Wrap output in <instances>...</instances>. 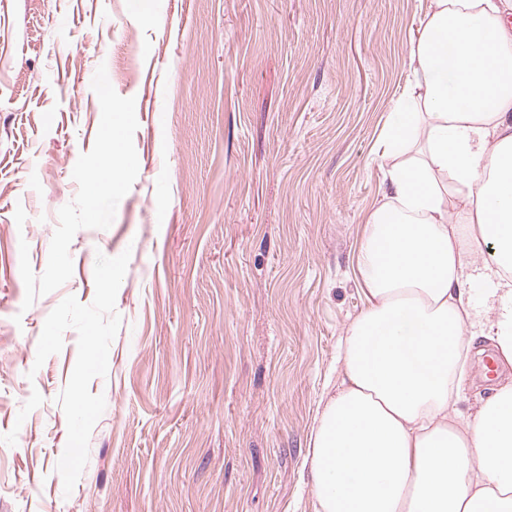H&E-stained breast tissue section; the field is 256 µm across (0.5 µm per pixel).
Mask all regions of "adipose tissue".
<instances>
[{"mask_svg": "<svg viewBox=\"0 0 512 512\" xmlns=\"http://www.w3.org/2000/svg\"><path fill=\"white\" fill-rule=\"evenodd\" d=\"M504 0H426L357 254L367 306L308 453L316 512H512V382L455 408L467 338L512 367V29ZM492 247V264L481 263ZM492 283L468 331V283Z\"/></svg>", "mask_w": 512, "mask_h": 512, "instance_id": "1", "label": "adipose tissue"}]
</instances>
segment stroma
<instances>
[{
    "mask_svg": "<svg viewBox=\"0 0 512 512\" xmlns=\"http://www.w3.org/2000/svg\"><path fill=\"white\" fill-rule=\"evenodd\" d=\"M422 8L0 0V512H315ZM129 163V160L124 158L118 148V139L114 133V127L112 129V138H107L103 145V156L102 161L97 170L89 173L88 177L90 181L96 185V188L100 192L115 191L117 182L114 181L115 168L121 166V164ZM112 170V180L110 178V172Z\"/></svg>",
    "mask_w": 512,
    "mask_h": 512,
    "instance_id": "obj_1",
    "label": "stroma"
}]
</instances>
